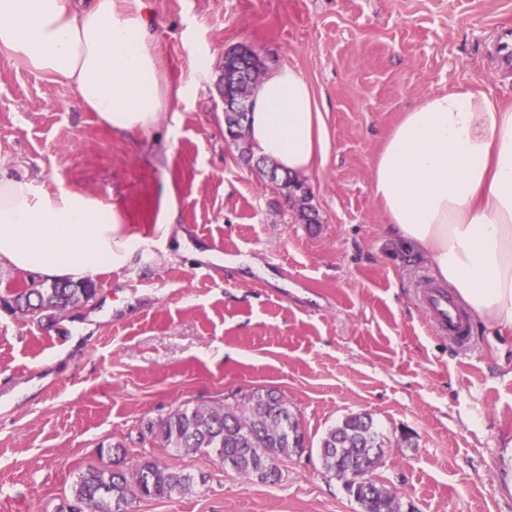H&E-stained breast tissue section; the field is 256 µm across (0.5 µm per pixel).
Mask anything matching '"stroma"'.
I'll list each match as a JSON object with an SVG mask.
<instances>
[{
	"label": "stroma",
	"mask_w": 512,
	"mask_h": 512,
	"mask_svg": "<svg viewBox=\"0 0 512 512\" xmlns=\"http://www.w3.org/2000/svg\"><path fill=\"white\" fill-rule=\"evenodd\" d=\"M167 83L185 87L157 126L101 125L67 84L0 48V168L116 203L146 239L95 276L88 304L23 317L34 274L0 265V512H59L79 475L157 460L191 492L130 499L127 512H360L323 469L324 434L371 414L388 436L377 480L400 512H512L500 465L512 446V331L474 320L458 349L429 322L432 265L386 232L373 164L403 112L450 87L512 105L495 46L512 0H149ZM250 47L267 71L313 87L326 152L302 174L317 221L225 134L224 55ZM173 190L168 240L155 232ZM288 399L307 435L277 483L213 454L159 448L149 423L182 405L256 389Z\"/></svg>",
	"instance_id": "obj_1"
}]
</instances>
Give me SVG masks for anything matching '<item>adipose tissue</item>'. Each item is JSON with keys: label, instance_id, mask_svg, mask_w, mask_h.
<instances>
[{"label": "adipose tissue", "instance_id": "1", "mask_svg": "<svg viewBox=\"0 0 512 512\" xmlns=\"http://www.w3.org/2000/svg\"><path fill=\"white\" fill-rule=\"evenodd\" d=\"M0 46L72 86L117 133L154 126L170 95L143 0H0ZM252 102L258 153L309 172L326 139L300 72L269 73ZM373 186L390 237L427 259L474 316L512 329V107L457 88L429 95L386 136ZM142 242L117 206L0 171V262L79 282L121 269Z\"/></svg>", "mask_w": 512, "mask_h": 512}]
</instances>
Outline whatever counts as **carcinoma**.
<instances>
[{"instance_id": "cac0c4a2", "label": "carcinoma", "mask_w": 512, "mask_h": 512, "mask_svg": "<svg viewBox=\"0 0 512 512\" xmlns=\"http://www.w3.org/2000/svg\"><path fill=\"white\" fill-rule=\"evenodd\" d=\"M241 67L248 70L252 88L264 74V64L257 62L250 49L241 46L225 53L224 95L228 98L234 93L233 81ZM224 122L230 134L239 128V121L230 114L225 115ZM234 141L240 158L250 162L254 151L246 133L234 134ZM260 163L257 170L261 176L279 186L299 220L313 223L315 217L304 183L288 173L280 174V167L272 160L262 157ZM96 293V284L91 280L55 281L47 288L23 289L16 304L22 314L39 317L48 310L64 311L87 303ZM148 430L162 448H173L185 455L204 449L216 454L235 473L256 475L269 483L280 479L277 461L294 455L305 444L300 421L288 400L275 389L256 390L218 407L177 408ZM387 443L388 437L367 413L346 416L321 440L323 468L343 481L361 512H399L395 494L385 485L375 483L366 491L362 485L347 480L349 474L362 468L367 455L382 460ZM109 452L116 458L113 467L92 468L80 476L74 488L79 507L70 512H82L84 508L87 512H126L130 497L164 499L192 489L189 477L176 474L155 460L146 459L128 471L118 461L124 450L117 445Z\"/></svg>"}]
</instances>
